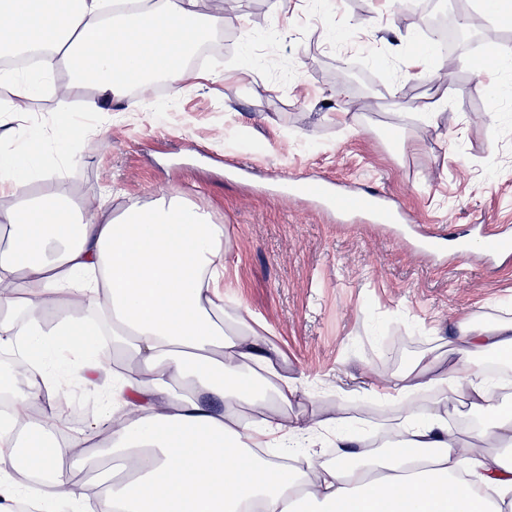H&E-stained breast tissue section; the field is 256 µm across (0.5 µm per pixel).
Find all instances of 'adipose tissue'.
I'll use <instances>...</instances> for the list:
<instances>
[{
	"instance_id": "1",
	"label": "adipose tissue",
	"mask_w": 512,
	"mask_h": 512,
	"mask_svg": "<svg viewBox=\"0 0 512 512\" xmlns=\"http://www.w3.org/2000/svg\"><path fill=\"white\" fill-rule=\"evenodd\" d=\"M197 5L139 0L110 18L99 0H0V57L34 51L42 62L38 74L4 71L0 82L31 99L64 64L73 70L67 98L96 87L118 102L155 75L182 87L194 74L181 59L215 24ZM17 110L0 106V195L14 201L0 210L10 230L0 246V335L42 358L0 372L11 406L0 458L24 455L41 480L34 487L1 472L0 512L22 498L38 512H78L89 499L95 512H512V412L484 367L489 354L512 360V318L462 320L447 366L420 361L380 381L377 394L406 408L381 451L345 433L338 411L282 422L296 382L248 321H224L223 225L177 195L118 213L106 194L91 210L58 194L32 199V183L55 172L35 143L11 144ZM54 309L62 317L45 328ZM74 356L86 379L109 375L119 357L138 366L137 377L108 386L105 417L90 426L131 473L101 488L63 476L64 458L85 438L30 417L36 404L50 415L66 402L58 370ZM426 389L465 400L476 423L462 433L447 414L410 410ZM328 434L336 453L326 460L316 447ZM264 448L292 466L261 456Z\"/></svg>"
}]
</instances>
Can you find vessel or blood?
<instances>
[{
  "label": "vessel or blood",
  "instance_id": "1",
  "mask_svg": "<svg viewBox=\"0 0 512 512\" xmlns=\"http://www.w3.org/2000/svg\"><path fill=\"white\" fill-rule=\"evenodd\" d=\"M283 191L315 201L321 208L367 217L372 224H406L410 215L398 198L382 191H361L351 184L328 177L288 174L281 181ZM481 254L488 260L512 259V228L482 225Z\"/></svg>",
  "mask_w": 512,
  "mask_h": 512
}]
</instances>
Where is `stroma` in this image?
<instances>
[{"label": "stroma", "instance_id": "stroma-1", "mask_svg": "<svg viewBox=\"0 0 512 512\" xmlns=\"http://www.w3.org/2000/svg\"><path fill=\"white\" fill-rule=\"evenodd\" d=\"M484 0H426L417 17L404 0H199L221 17L214 61L193 65L202 86L150 101L125 96L101 112L58 94L21 102L16 145L38 139L47 167L62 166L49 191L81 205L104 186L112 207L180 195L224 227V316L249 313L276 351L284 374L310 394L281 413L289 421L344 404L347 427L381 435L400 415L372 396L420 358L448 360L465 317L512 306V265L473 257L442 269L370 225L308 200L277 196L290 171L326 174L393 193L425 224L512 225V19ZM469 19L453 58L431 50L422 29ZM501 69L483 89L468 58ZM446 98L430 127L419 106ZM79 122L73 159L59 164L57 134ZM58 421L79 436L102 413L101 383L72 381Z\"/></svg>", "mask_w": 512, "mask_h": 512}]
</instances>
